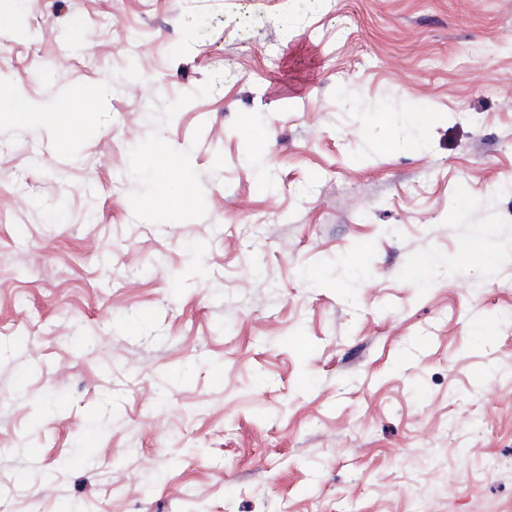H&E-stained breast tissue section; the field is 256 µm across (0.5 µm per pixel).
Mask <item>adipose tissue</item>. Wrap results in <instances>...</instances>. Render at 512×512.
<instances>
[{
  "label": "adipose tissue",
  "instance_id": "adipose-tissue-1",
  "mask_svg": "<svg viewBox=\"0 0 512 512\" xmlns=\"http://www.w3.org/2000/svg\"><path fill=\"white\" fill-rule=\"evenodd\" d=\"M100 89L94 88L62 103L55 111L42 112L33 108L20 97L0 98V116L20 122L51 127L63 140H70L79 131L76 117L82 109L93 105L100 97ZM188 166L187 154L173 156L170 164L160 166L159 179L152 204L157 210L166 212L189 208L191 202L185 189Z\"/></svg>",
  "mask_w": 512,
  "mask_h": 512
}]
</instances>
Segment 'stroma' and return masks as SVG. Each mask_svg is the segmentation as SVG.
Returning a JSON list of instances; mask_svg holds the SVG:
<instances>
[{"label":"stroma","mask_w":512,"mask_h":512,"mask_svg":"<svg viewBox=\"0 0 512 512\" xmlns=\"http://www.w3.org/2000/svg\"><path fill=\"white\" fill-rule=\"evenodd\" d=\"M97 86L0 121V512H512V0H0ZM102 91L97 87L62 103L54 112H41L33 108L18 96L9 99L0 98V119H12L35 125L49 126L61 135L64 141L78 134L76 116L82 109L93 105ZM170 159V165L159 167V179L152 197L153 207L163 212L188 209L191 205V201L187 197L185 180L188 154L183 152ZM175 185L179 186L178 192L171 190V187ZM461 260L472 265L483 266L494 260L480 236L473 237L461 250Z\"/></svg>","instance_id":"1"}]
</instances>
